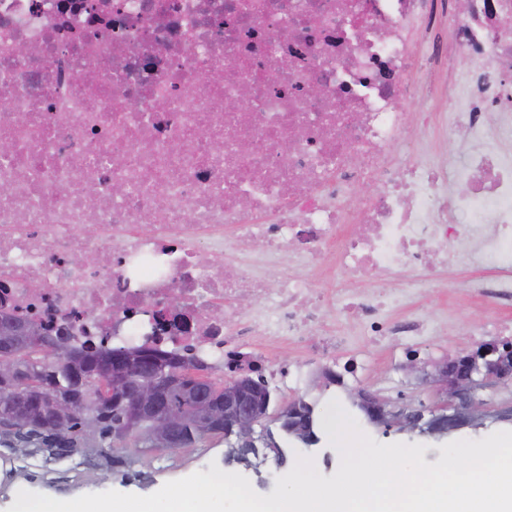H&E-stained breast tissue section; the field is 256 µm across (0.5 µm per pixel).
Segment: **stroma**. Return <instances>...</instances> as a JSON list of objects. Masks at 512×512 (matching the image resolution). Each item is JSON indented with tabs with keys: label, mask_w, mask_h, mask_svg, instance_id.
I'll use <instances>...</instances> for the list:
<instances>
[{
	"label": "stroma",
	"mask_w": 512,
	"mask_h": 512,
	"mask_svg": "<svg viewBox=\"0 0 512 512\" xmlns=\"http://www.w3.org/2000/svg\"><path fill=\"white\" fill-rule=\"evenodd\" d=\"M478 272V266L467 260L451 259L447 274L415 297L412 311L435 318L442 324L443 330L441 335L422 337L420 343L413 347L380 343L373 337L358 335L338 313L326 311V319L335 322L337 329L348 336L347 344L337 351L333 360L336 372L344 376L343 385L318 387L315 386L313 378L302 375L291 380L287 387L277 389L279 403L305 399L314 405L315 413L321 419L326 417L334 404H341L360 429L373 440L381 444L401 442L424 445L423 458L431 464L441 458L440 448L447 442L478 441L498 431H512V420L499 415L505 401H512L511 385L482 391L481 397L485 402L482 425L454 431L445 437L376 427L368 422L350 400L351 392L367 388L398 405L422 403L431 406L442 401V394L435 389L419 386L414 378L406 376L403 366L413 355L421 361L431 362L442 358L448 351L457 348L471 349L485 343L486 338L482 331L489 319L512 321V309L495 310L480 299L458 293L457 280ZM204 446L208 448L209 455L203 461L195 459L192 450L188 448L173 454L155 450L138 454L132 468L147 474L148 479L144 482H129L118 475L105 479L99 471L73 461L69 464L66 481L51 485L47 483L41 468L20 460L16 463V471L12 477L0 474V512H6L21 490L59 500L109 490L145 496L156 492L168 481L181 479L198 471L209 472L214 465L223 471L244 472L257 494L268 495L274 491L277 478L293 468L297 456L313 458L316 469L327 478L333 476L341 462L339 451L325 437L310 449L300 444H289L285 450L286 458L282 461L271 452L259 456L254 468L246 471L240 470L238 465L225 462L226 447L223 438H206Z\"/></svg>",
	"instance_id": "35a3bbf8"
}]
</instances>
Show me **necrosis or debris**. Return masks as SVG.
I'll use <instances>...</instances> for the list:
<instances>
[{
	"instance_id": "necrosis-or-debris-1",
	"label": "necrosis or debris",
	"mask_w": 512,
	"mask_h": 512,
	"mask_svg": "<svg viewBox=\"0 0 512 512\" xmlns=\"http://www.w3.org/2000/svg\"><path fill=\"white\" fill-rule=\"evenodd\" d=\"M443 65L462 163L395 159ZM1 100L0 311L68 347L277 380L282 343L335 354L329 308L379 340L437 335L406 307L449 256L489 270L466 295L512 301V0H0Z\"/></svg>"
}]
</instances>
